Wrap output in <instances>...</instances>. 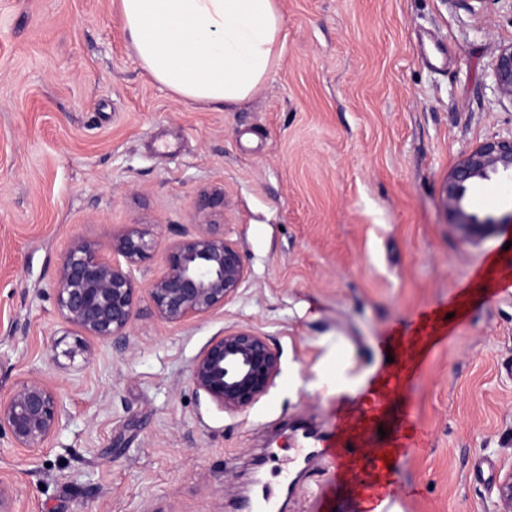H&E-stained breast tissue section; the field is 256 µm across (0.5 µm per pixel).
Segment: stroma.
Wrapping results in <instances>:
<instances>
[{
	"instance_id": "1",
	"label": "stroma",
	"mask_w": 512,
	"mask_h": 512,
	"mask_svg": "<svg viewBox=\"0 0 512 512\" xmlns=\"http://www.w3.org/2000/svg\"><path fill=\"white\" fill-rule=\"evenodd\" d=\"M119 0H0V396L31 375L60 393L45 448L0 433L14 512H240L263 483L280 512H317L327 468L296 449L328 431L381 369L382 338L449 304L448 347L391 403L394 434L420 428L397 479L399 512H501L512 469V224L471 244L442 185L466 153L512 137L494 65L512 0H277L282 50L233 108L185 103L139 63ZM239 245L248 279L224 308L181 324L137 304L125 344L75 360L54 298L75 237L129 228L157 247L196 235L200 194ZM469 207L512 213V181L477 183ZM247 326L280 350L268 393L229 413L190 367ZM493 460L477 480V457Z\"/></svg>"
}]
</instances>
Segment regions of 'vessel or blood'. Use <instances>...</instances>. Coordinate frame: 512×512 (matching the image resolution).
Returning a JSON list of instances; mask_svg holds the SVG:
<instances>
[{
  "mask_svg": "<svg viewBox=\"0 0 512 512\" xmlns=\"http://www.w3.org/2000/svg\"><path fill=\"white\" fill-rule=\"evenodd\" d=\"M435 319V312L421 313L409 333L387 337L394 366L361 391L350 412L333 419L330 437L320 442L318 453L329 460L332 478L352 488L361 505L360 512H383L386 502L400 494L398 464L409 452L404 439L394 437L370 456L360 454L358 448L378 428L391 394L406 390L414 376L416 366L408 357L405 344L417 339Z\"/></svg>",
  "mask_w": 512,
  "mask_h": 512,
  "instance_id": "1",
  "label": "vessel or blood"
}]
</instances>
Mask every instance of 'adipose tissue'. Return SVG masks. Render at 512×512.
<instances>
[{"mask_svg":"<svg viewBox=\"0 0 512 512\" xmlns=\"http://www.w3.org/2000/svg\"><path fill=\"white\" fill-rule=\"evenodd\" d=\"M142 66L184 101L233 106L269 75L283 29L276 0H120Z\"/></svg>","mask_w":512,"mask_h":512,"instance_id":"adipose-tissue-1","label":"adipose tissue"}]
</instances>
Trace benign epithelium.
Listing matches in <instances>:
<instances>
[{"instance_id": "1", "label": "benign epithelium", "mask_w": 512, "mask_h": 512, "mask_svg": "<svg viewBox=\"0 0 512 512\" xmlns=\"http://www.w3.org/2000/svg\"><path fill=\"white\" fill-rule=\"evenodd\" d=\"M494 78L499 93L512 100V43L500 48ZM512 179V137L489 138L469 151L449 172L444 194L450 223L477 242L512 214L479 215L468 210L469 194L480 181ZM148 230L133 227L108 247L82 237L72 240L61 258L54 284L57 310L82 338L68 348L52 345L53 358L70 360L89 350L88 340H125L135 308L146 292L157 316L184 323L223 307L236 297L248 276L238 244L218 224L167 247L164 269L146 286L136 271L154 249ZM281 372V353L250 327L214 337L193 361L190 380L198 392L227 412L248 409L259 401ZM61 403L56 388L43 377L29 376L0 397V431L18 448L45 447L60 427ZM499 497L512 512V470L503 477Z\"/></svg>"}]
</instances>
